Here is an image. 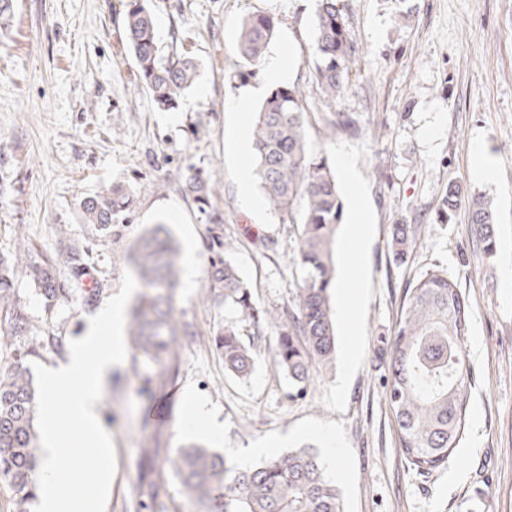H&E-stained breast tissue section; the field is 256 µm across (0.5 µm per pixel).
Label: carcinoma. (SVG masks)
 I'll use <instances>...</instances> for the list:
<instances>
[{"mask_svg":"<svg viewBox=\"0 0 512 512\" xmlns=\"http://www.w3.org/2000/svg\"><path fill=\"white\" fill-rule=\"evenodd\" d=\"M277 28L268 14L247 18L238 39L240 56L248 65L237 78L258 73ZM312 76L320 93L334 99L343 91L350 63L359 52L337 0H319L315 18ZM124 40L132 53L142 85L160 111L177 110L195 83L199 61L178 50L162 54L156 39L155 17L148 0H129L124 19ZM307 113L300 85H280L268 92L254 112L251 159L259 187L269 207L282 220L301 225L293 263L301 272V285L292 310L277 318L257 307L239 268L229 259L233 242L220 239L224 257L212 260L208 279L234 319L224 322L212 337L224 359V370L248 378L255 366L254 345L241 337L239 325L263 323L276 329L273 364L292 385L290 397L302 396L311 381L313 360L327 365L336 357V327L330 290L336 283L333 245L344 220V201L328 157L310 152L306 135ZM185 193L196 205L199 220L221 224L216 207L221 191L199 168L184 177ZM133 196L120 186L81 202L84 222L102 229L133 206ZM468 208L470 221L486 244L495 246L497 212L480 196L463 195L448 186L447 206ZM415 240V231L402 225L393 237L394 256L403 259ZM128 261L144 291L131 309V340L144 357L161 369L155 382L173 379L179 361L180 337L190 335L180 325L173 306L179 279V251L166 222L159 221L134 239ZM24 259L0 255V344L28 329L24 304L13 288V277ZM38 294L51 303L66 293L56 270L47 261L26 265ZM469 315L457 283L445 270L426 273L406 286L390 353L386 399L400 448L406 459L423 473L448 462L458 448L471 392V372L465 352ZM18 351L10 364L0 367V512H28L36 499L41 468L37 427V388L26 358ZM182 498L195 512H343L336 484L312 448L276 454L253 469L235 472L224 456L201 445L176 451L171 460Z\"/></svg>","mask_w":512,"mask_h":512,"instance_id":"obj_1","label":"carcinoma"}]
</instances>
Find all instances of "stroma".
Listing matches in <instances>:
<instances>
[{
  "label": "stroma",
  "instance_id": "stroma-1",
  "mask_svg": "<svg viewBox=\"0 0 512 512\" xmlns=\"http://www.w3.org/2000/svg\"><path fill=\"white\" fill-rule=\"evenodd\" d=\"M126 4L16 0L0 34V254L49 259L67 289L48 307L17 273L28 329L0 347V363L24 349L32 364L64 360L93 314L86 288L106 303L129 267L130 244L158 219L181 253L194 255V287L175 289L174 307L191 330L179 349L176 395L148 389L157 367L132 350L113 369L99 408L117 461L107 512L183 506L169 459L150 462L141 453L156 436L172 451L205 445L234 466L260 443L280 453L310 446L323 457L336 449L339 466L327 474L344 512H512V0H339L359 51L333 100L312 77L317 0H150L162 46H178L201 64L173 112L157 111L139 85L123 35ZM259 13L279 21L268 57L287 49L294 58L289 80L305 92L310 149L353 159L370 229L366 238L339 241V251L362 249L365 272L347 269L352 298L331 306L335 360L311 363L312 386L293 399L273 366V327H242L257 346L255 371L244 381L225 372L211 342L229 317L208 280L212 233L234 242L232 257L262 309L287 312L300 285L296 225L266 206L247 211L236 171L249 155L229 150L235 125H250L264 99V76L233 79L243 66L241 25ZM244 94L246 110L229 111L228 102ZM334 112L350 128L329 139ZM478 149L490 177L474 171ZM193 165L222 191L220 226L201 223L183 191ZM452 183L495 207L493 253H485L465 208L443 219ZM113 185L133 195L131 211L105 229L83 223L81 201ZM397 224L417 231L401 260L391 248ZM77 252L85 264L79 277ZM438 268L468 304L471 398L459 447L443 467L423 473L401 452L384 384L404 288ZM348 317L359 329L352 352ZM193 398L207 404L219 435L184 432Z\"/></svg>",
  "mask_w": 512,
  "mask_h": 512
}]
</instances>
